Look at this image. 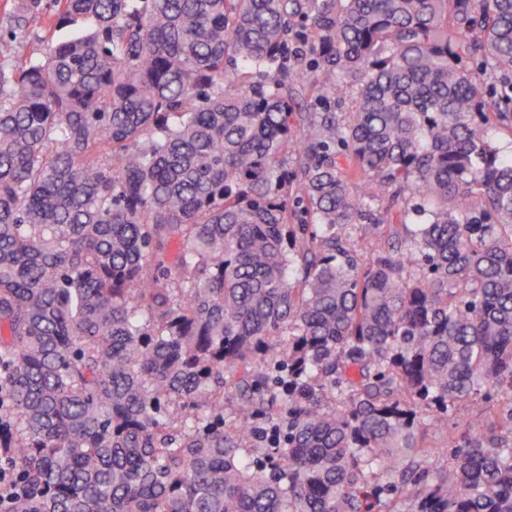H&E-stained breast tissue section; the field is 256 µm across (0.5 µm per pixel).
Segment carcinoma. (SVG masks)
<instances>
[{
    "mask_svg": "<svg viewBox=\"0 0 512 512\" xmlns=\"http://www.w3.org/2000/svg\"><path fill=\"white\" fill-rule=\"evenodd\" d=\"M58 2L0 63L13 512H512V0ZM484 419L479 412L469 407H461L448 416V430L458 431L461 427L469 426L471 429L480 430L483 428Z\"/></svg>",
    "mask_w": 512,
    "mask_h": 512,
    "instance_id": "obj_1",
    "label": "carcinoma"
}]
</instances>
